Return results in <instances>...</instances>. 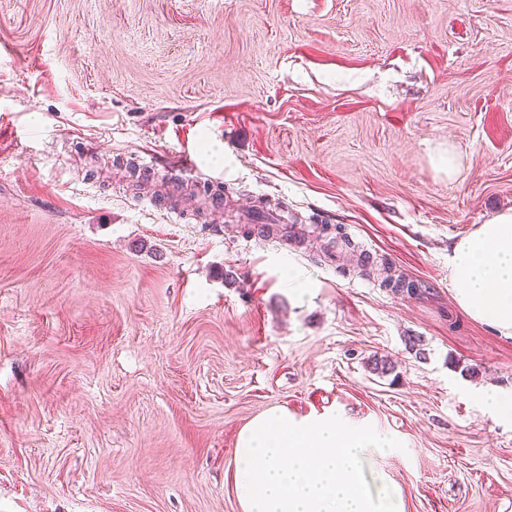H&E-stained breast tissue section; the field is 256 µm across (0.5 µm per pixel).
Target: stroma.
Returning a JSON list of instances; mask_svg holds the SVG:
<instances>
[{"instance_id": "stroma-1", "label": "stroma", "mask_w": 512, "mask_h": 512, "mask_svg": "<svg viewBox=\"0 0 512 512\" xmlns=\"http://www.w3.org/2000/svg\"><path fill=\"white\" fill-rule=\"evenodd\" d=\"M184 151L222 219L133 182ZM507 210L512 0H0V512H241L273 408L400 440L405 512H512V338L448 279Z\"/></svg>"}]
</instances>
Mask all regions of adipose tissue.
I'll use <instances>...</instances> for the list:
<instances>
[{"instance_id": "obj_1", "label": "adipose tissue", "mask_w": 512, "mask_h": 512, "mask_svg": "<svg viewBox=\"0 0 512 512\" xmlns=\"http://www.w3.org/2000/svg\"><path fill=\"white\" fill-rule=\"evenodd\" d=\"M448 275L456 303L470 318L512 337V212L454 244Z\"/></svg>"}]
</instances>
